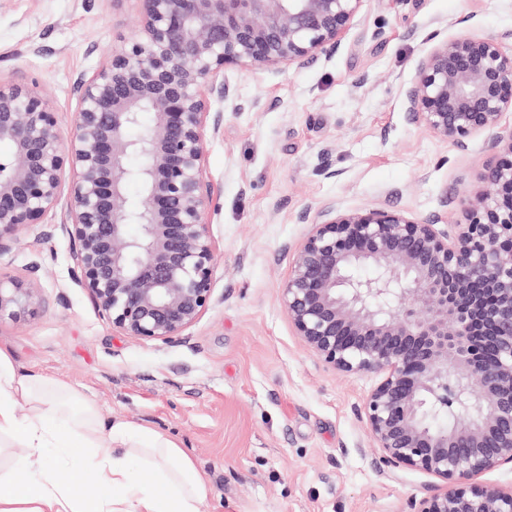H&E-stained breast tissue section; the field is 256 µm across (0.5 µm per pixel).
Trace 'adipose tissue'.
Here are the masks:
<instances>
[{"label":"adipose tissue","instance_id":"obj_1","mask_svg":"<svg viewBox=\"0 0 512 512\" xmlns=\"http://www.w3.org/2000/svg\"><path fill=\"white\" fill-rule=\"evenodd\" d=\"M18 445L24 456L0 468V512H197L206 494L165 433L103 418L73 388L19 373L0 347V449Z\"/></svg>","mask_w":512,"mask_h":512}]
</instances>
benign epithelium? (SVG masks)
<instances>
[{
    "mask_svg": "<svg viewBox=\"0 0 512 512\" xmlns=\"http://www.w3.org/2000/svg\"><path fill=\"white\" fill-rule=\"evenodd\" d=\"M360 2L142 0L139 29L77 81L65 141L36 81L0 80V141L12 145L0 158V255L58 204L68 173L63 230L98 314L126 336H181L214 293L208 219L221 202L205 158L233 97L224 70L277 73L333 55ZM406 100L413 121L463 147L512 111V53L468 32L442 41ZM145 112L150 126L130 138ZM493 145L508 157L480 174L466 223L443 231L383 208H321L280 287L325 366L378 375L360 416L379 471L443 483L407 512H512V489L476 481L512 464V130ZM131 182L144 189L137 206ZM356 266L373 273L355 278ZM38 296L34 279L0 276V320L34 317Z\"/></svg>",
    "mask_w": 512,
    "mask_h": 512,
    "instance_id": "1",
    "label": "benign epithelium"
}]
</instances>
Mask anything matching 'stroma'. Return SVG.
I'll use <instances>...</instances> for the list:
<instances>
[{
	"mask_svg": "<svg viewBox=\"0 0 512 512\" xmlns=\"http://www.w3.org/2000/svg\"><path fill=\"white\" fill-rule=\"evenodd\" d=\"M140 0H0V79H37L62 137L76 81L134 32ZM467 31L512 50V0H362L336 54L278 73L229 68L224 128L207 145L213 300L169 343L113 330L73 277L64 205L24 227L0 273L39 263L41 308L0 322L24 373L58 379L108 416L168 433L207 485L198 512H406L433 476L380 473L359 409L369 373L327 368L280 300L289 263L320 208L383 207L441 225L496 155L493 133L459 148L414 123L418 61Z\"/></svg>",
	"mask_w": 512,
	"mask_h": 512,
	"instance_id": "35a3bbf8",
	"label": "stroma"
}]
</instances>
